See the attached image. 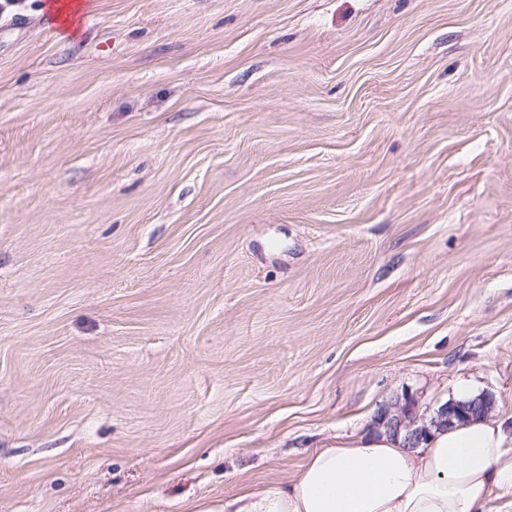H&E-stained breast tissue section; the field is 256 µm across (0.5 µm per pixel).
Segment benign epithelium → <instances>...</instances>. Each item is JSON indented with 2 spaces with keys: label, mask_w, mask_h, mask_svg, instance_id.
<instances>
[{
  "label": "benign epithelium",
  "mask_w": 512,
  "mask_h": 512,
  "mask_svg": "<svg viewBox=\"0 0 512 512\" xmlns=\"http://www.w3.org/2000/svg\"><path fill=\"white\" fill-rule=\"evenodd\" d=\"M493 408L494 401L487 395H481L468 403L448 401L430 413H420L411 401L397 399L380 410L375 424L377 428H383L393 436L404 435L405 444L410 448H416L432 429L450 427L456 420L485 417Z\"/></svg>",
  "instance_id": "7a95c632"
}]
</instances>
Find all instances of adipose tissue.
Listing matches in <instances>:
<instances>
[{
  "label": "adipose tissue",
  "instance_id": "adipose-tissue-1",
  "mask_svg": "<svg viewBox=\"0 0 512 512\" xmlns=\"http://www.w3.org/2000/svg\"><path fill=\"white\" fill-rule=\"evenodd\" d=\"M512 490V445L479 417L432 430L419 447L368 431L312 452L282 484L192 512H489Z\"/></svg>",
  "mask_w": 512,
  "mask_h": 512
}]
</instances>
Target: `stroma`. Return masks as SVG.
Instances as JSON below:
<instances>
[{"label": "stroma", "instance_id": "stroma-1", "mask_svg": "<svg viewBox=\"0 0 512 512\" xmlns=\"http://www.w3.org/2000/svg\"><path fill=\"white\" fill-rule=\"evenodd\" d=\"M0 0V512H190L465 383L512 439V0Z\"/></svg>", "mask_w": 512, "mask_h": 512}]
</instances>
